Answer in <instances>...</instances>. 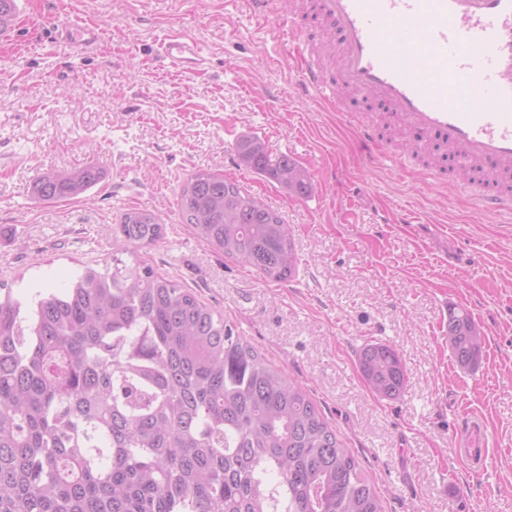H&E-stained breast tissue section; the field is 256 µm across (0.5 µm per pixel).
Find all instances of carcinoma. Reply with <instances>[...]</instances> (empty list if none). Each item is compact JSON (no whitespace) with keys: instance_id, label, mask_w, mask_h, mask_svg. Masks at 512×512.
Masks as SVG:
<instances>
[{"instance_id":"cac0c4a2","label":"carcinoma","mask_w":512,"mask_h":512,"mask_svg":"<svg viewBox=\"0 0 512 512\" xmlns=\"http://www.w3.org/2000/svg\"><path fill=\"white\" fill-rule=\"evenodd\" d=\"M245 168L305 197L307 170L243 140ZM103 170L37 175L42 202L76 198ZM178 210L198 239L284 282L297 270L283 218L236 181L199 170ZM112 267L86 268L27 311L0 296V512H382L381 500L306 391L176 282L139 259L164 225L125 212ZM130 254L133 262L119 258ZM457 365L481 362L470 313L448 308ZM360 376L393 400L407 375L391 344H366Z\"/></svg>"}]
</instances>
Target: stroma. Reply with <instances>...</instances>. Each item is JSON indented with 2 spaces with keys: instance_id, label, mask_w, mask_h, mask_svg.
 I'll list each match as a JSON object with an SVG mask.
<instances>
[{
  "instance_id": "35a3bbf8",
  "label": "stroma",
  "mask_w": 512,
  "mask_h": 512,
  "mask_svg": "<svg viewBox=\"0 0 512 512\" xmlns=\"http://www.w3.org/2000/svg\"><path fill=\"white\" fill-rule=\"evenodd\" d=\"M76 19L100 24L97 45L57 39ZM278 27L241 0H23L0 35V288L28 305L84 268L104 269L123 213L151 209L166 230L142 260L308 391L384 512H512V214L479 211L456 174L436 182L418 161L367 164L353 125L298 89L291 36L267 52L263 38ZM177 32L203 45L211 66L163 64L157 46ZM339 98L400 147L404 131L378 101L344 89ZM246 138L306 167L311 194L289 195L240 165ZM89 162L104 178L86 194L32 196L37 174ZM200 169L282 215L295 278H265L182 224L178 194ZM452 305L485 335L472 371L448 347ZM370 341L399 351L398 399H377L362 381L357 351ZM471 416L489 440L478 475L452 449Z\"/></svg>"
}]
</instances>
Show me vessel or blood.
Wrapping results in <instances>:
<instances>
[{"mask_svg":"<svg viewBox=\"0 0 512 512\" xmlns=\"http://www.w3.org/2000/svg\"><path fill=\"white\" fill-rule=\"evenodd\" d=\"M316 13L337 33L340 63L323 69L300 41L299 89L335 103L345 86L378 100L420 142H437L481 175L512 174V0H315ZM58 35L78 47L99 41L93 23H69ZM161 55L185 72L207 57L182 36L165 39ZM466 92L458 103L450 87ZM372 160L394 158L374 122H357ZM476 200L486 212H512V188L485 185Z\"/></svg>","mask_w":512,"mask_h":512,"instance_id":"1","label":"vessel or blood"}]
</instances>
